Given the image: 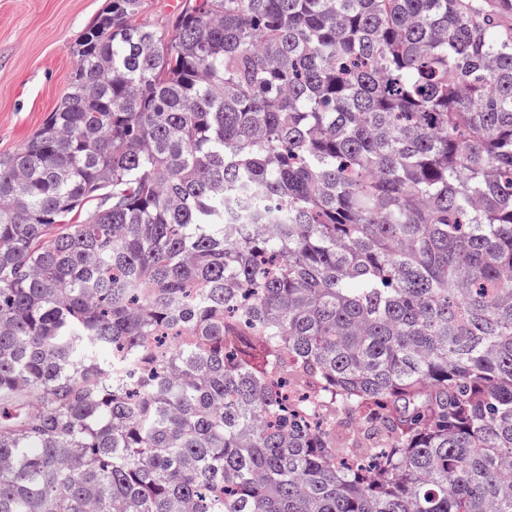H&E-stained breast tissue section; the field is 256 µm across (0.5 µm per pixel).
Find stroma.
Instances as JSON below:
<instances>
[{"instance_id":"1","label":"stroma","mask_w":512,"mask_h":512,"mask_svg":"<svg viewBox=\"0 0 512 512\" xmlns=\"http://www.w3.org/2000/svg\"><path fill=\"white\" fill-rule=\"evenodd\" d=\"M108 0H0V154L44 123L77 66V39Z\"/></svg>"}]
</instances>
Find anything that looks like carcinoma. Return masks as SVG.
I'll use <instances>...</instances> for the list:
<instances>
[{
  "label": "carcinoma",
  "instance_id": "1",
  "mask_svg": "<svg viewBox=\"0 0 512 512\" xmlns=\"http://www.w3.org/2000/svg\"><path fill=\"white\" fill-rule=\"evenodd\" d=\"M145 7L0 154V512H512V0ZM146 1V10L141 18L146 22H150L151 24H163L168 22L173 17L174 11L178 9L174 8L170 3L174 0Z\"/></svg>",
  "mask_w": 512,
  "mask_h": 512
}]
</instances>
